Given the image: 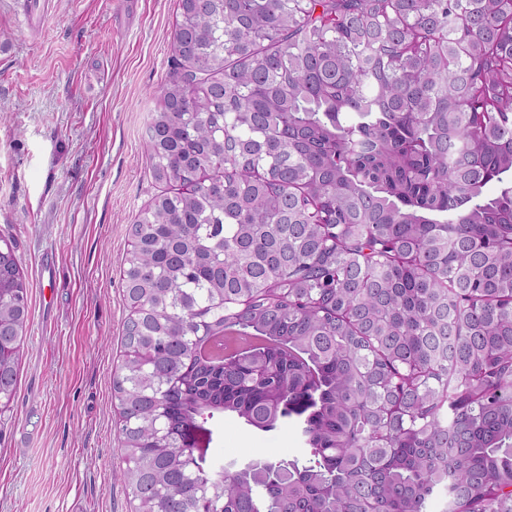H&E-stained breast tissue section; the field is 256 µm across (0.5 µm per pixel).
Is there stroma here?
<instances>
[{
	"instance_id": "stroma-1",
	"label": "stroma",
	"mask_w": 512,
	"mask_h": 512,
	"mask_svg": "<svg viewBox=\"0 0 512 512\" xmlns=\"http://www.w3.org/2000/svg\"><path fill=\"white\" fill-rule=\"evenodd\" d=\"M178 0H51L42 26L0 0V233L30 288L12 418L0 434V512H129L112 374L128 316L130 226L156 194L143 139L171 75ZM218 461L291 433L215 435Z\"/></svg>"
}]
</instances>
